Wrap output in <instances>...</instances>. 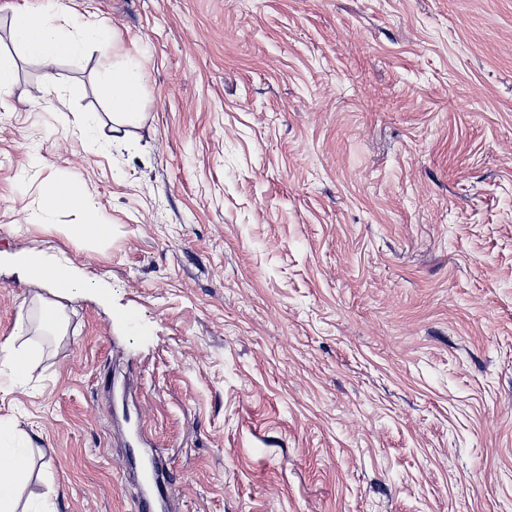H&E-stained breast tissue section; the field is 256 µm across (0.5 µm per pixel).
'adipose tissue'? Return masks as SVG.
Here are the masks:
<instances>
[{"label":"adipose tissue","instance_id":"1","mask_svg":"<svg viewBox=\"0 0 512 512\" xmlns=\"http://www.w3.org/2000/svg\"><path fill=\"white\" fill-rule=\"evenodd\" d=\"M13 40L25 54L39 60L45 69H52L59 57L77 59L93 44L116 41L118 35L104 26L75 28L59 15L44 16L27 10L16 12L10 22ZM142 73L134 66H116L101 82V90L114 112L125 120H134L140 113ZM51 298H37L34 306L38 316L34 331L39 335L62 334L65 325L60 297L75 294L82 280L62 259H44L29 267ZM30 474L29 450L15 435V424L0 420V512H18V496Z\"/></svg>","mask_w":512,"mask_h":512}]
</instances>
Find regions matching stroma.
I'll use <instances>...</instances> for the list:
<instances>
[{
	"instance_id": "1",
	"label": "stroma",
	"mask_w": 512,
	"mask_h": 512,
	"mask_svg": "<svg viewBox=\"0 0 512 512\" xmlns=\"http://www.w3.org/2000/svg\"><path fill=\"white\" fill-rule=\"evenodd\" d=\"M21 9L119 40L48 72ZM0 55V339L44 350L0 367L27 494L132 512L136 420L174 512H512V0H0ZM128 62L117 138L97 83ZM69 179L91 208L47 212ZM49 256L91 286L37 338ZM142 73L135 66H112L101 82V90L112 111L132 121L140 113Z\"/></svg>"
}]
</instances>
